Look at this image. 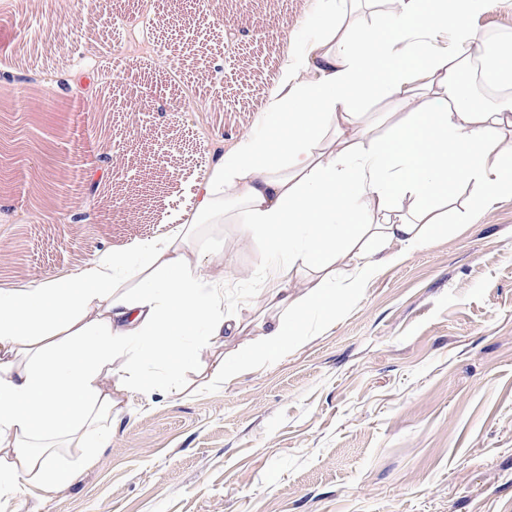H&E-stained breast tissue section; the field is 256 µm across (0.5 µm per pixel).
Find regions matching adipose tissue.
<instances>
[{"label":"adipose tissue","mask_w":512,"mask_h":512,"mask_svg":"<svg viewBox=\"0 0 512 512\" xmlns=\"http://www.w3.org/2000/svg\"><path fill=\"white\" fill-rule=\"evenodd\" d=\"M497 3L313 0L319 33L285 60L260 134L207 168L176 231L0 286V499L72 484L60 449L106 447L133 397L181 394L186 369L224 381L225 225L284 259L258 292L261 362L427 243L458 184L477 209L512 197V39L485 57L472 24Z\"/></svg>","instance_id":"obj_1"}]
</instances>
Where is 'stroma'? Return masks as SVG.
<instances>
[{
	"instance_id": "35a3bbf8",
	"label": "stroma",
	"mask_w": 512,
	"mask_h": 512,
	"mask_svg": "<svg viewBox=\"0 0 512 512\" xmlns=\"http://www.w3.org/2000/svg\"><path fill=\"white\" fill-rule=\"evenodd\" d=\"M36 32L0 26V285L80 265L94 250L175 231L195 183L241 135L277 86L283 28L315 29L305 0H161L126 28L133 0L103 9L21 0ZM241 29L224 41V24ZM121 44L116 95L92 75L105 117L53 92L61 70L88 71ZM191 82L179 97L165 72ZM113 162L103 166L102 153ZM97 172L101 192L73 178ZM66 220L32 223L37 181ZM456 193L427 244L382 268L328 317L311 316L287 354L252 363L262 310L252 293L278 259L261 239L224 227L217 266L227 309L242 319L224 346L228 376L184 374L188 390L150 404L97 449L66 448L73 484L0 499V512H512V197L466 222Z\"/></svg>"
}]
</instances>
